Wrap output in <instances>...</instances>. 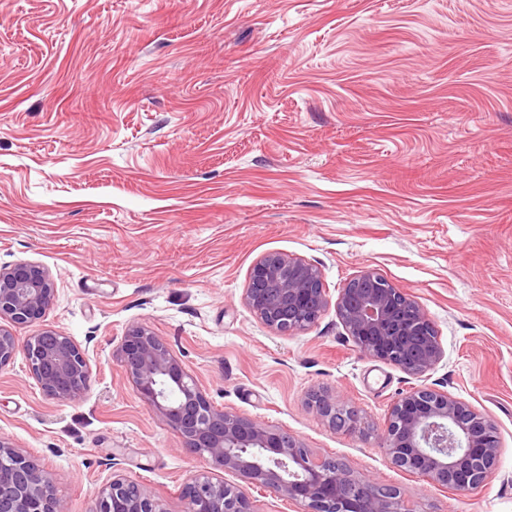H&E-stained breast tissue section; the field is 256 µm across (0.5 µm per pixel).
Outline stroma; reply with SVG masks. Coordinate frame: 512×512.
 I'll return each instance as SVG.
<instances>
[{"label":"stroma","mask_w":512,"mask_h":512,"mask_svg":"<svg viewBox=\"0 0 512 512\" xmlns=\"http://www.w3.org/2000/svg\"><path fill=\"white\" fill-rule=\"evenodd\" d=\"M271 252L330 298L372 269L406 289L443 357L424 383L497 427V465L458 493L379 446L416 378L355 347L328 309L275 336L245 305ZM37 263L44 323L85 350L78 402L24 359L0 370V436L92 512L123 475L164 512L203 464L116 359L151 328L215 409L396 488L409 512H512V0H0V265ZM358 407L368 436L308 403Z\"/></svg>","instance_id":"stroma-1"}]
</instances>
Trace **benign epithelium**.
I'll use <instances>...</instances> for the list:
<instances>
[{
    "label": "benign epithelium",
    "mask_w": 512,
    "mask_h": 512,
    "mask_svg": "<svg viewBox=\"0 0 512 512\" xmlns=\"http://www.w3.org/2000/svg\"><path fill=\"white\" fill-rule=\"evenodd\" d=\"M49 271L34 262L0 266V370L22 357L45 396L77 402L90 389L92 369L70 336L40 326L53 306ZM244 303L264 328L294 335L312 326L330 301L318 267L279 252L254 264ZM335 304L342 326L357 348L406 374L420 378L443 356L437 331L425 310L406 290L374 270H364L341 288ZM30 327L23 340L14 327ZM141 401L184 441L186 454L206 470L183 488L187 512H254L249 497L217 474L240 475L250 483L304 506V512H407L400 493L378 488L329 460L316 459L299 440L253 419L215 409L171 353L142 324L127 328L117 352ZM310 404L330 425L343 419V432H365L361 410L325 391ZM381 446L391 463L411 469L433 484L455 492L482 485L497 463L496 425L469 403L432 385L412 386L393 403ZM0 487L11 488L0 512H68L50 475L4 438H0ZM115 475L97 497L93 512H164L159 498Z\"/></svg>",
    "instance_id": "7a95c632"
}]
</instances>
